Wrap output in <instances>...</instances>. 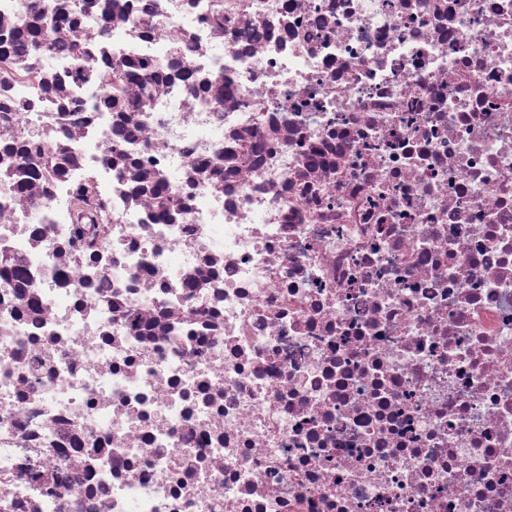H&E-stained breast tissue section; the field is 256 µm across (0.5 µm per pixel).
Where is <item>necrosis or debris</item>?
I'll use <instances>...</instances> for the list:
<instances>
[{"label": "necrosis or debris", "instance_id": "necrosis-or-debris-1", "mask_svg": "<svg viewBox=\"0 0 512 512\" xmlns=\"http://www.w3.org/2000/svg\"><path fill=\"white\" fill-rule=\"evenodd\" d=\"M0 512H512V0H0Z\"/></svg>", "mask_w": 512, "mask_h": 512}]
</instances>
